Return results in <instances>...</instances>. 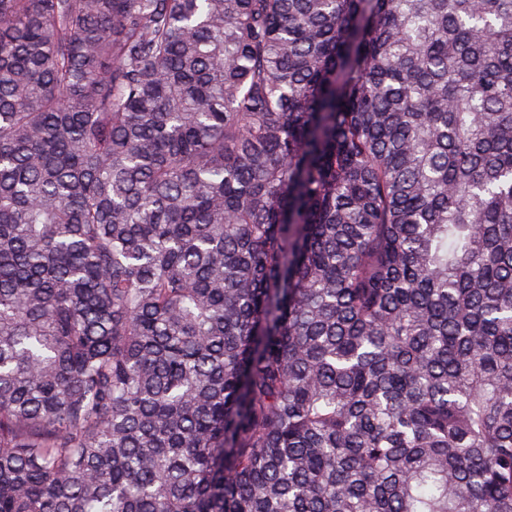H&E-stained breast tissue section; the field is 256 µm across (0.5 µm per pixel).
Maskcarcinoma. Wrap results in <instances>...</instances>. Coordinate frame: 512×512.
Returning a JSON list of instances; mask_svg holds the SVG:
<instances>
[{
    "mask_svg": "<svg viewBox=\"0 0 512 512\" xmlns=\"http://www.w3.org/2000/svg\"><path fill=\"white\" fill-rule=\"evenodd\" d=\"M0 512H512V0H0Z\"/></svg>",
    "mask_w": 512,
    "mask_h": 512,
    "instance_id": "1",
    "label": "carcinoma"
}]
</instances>
